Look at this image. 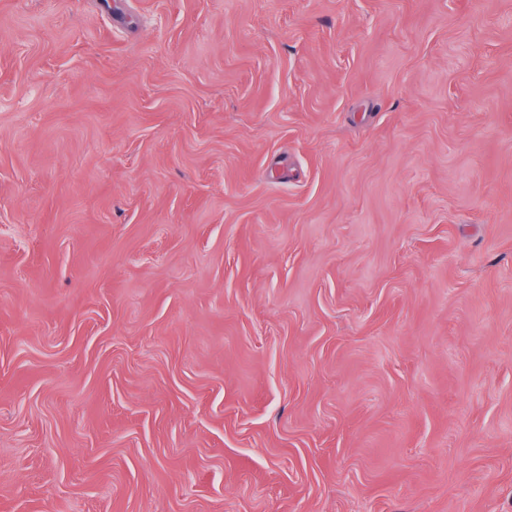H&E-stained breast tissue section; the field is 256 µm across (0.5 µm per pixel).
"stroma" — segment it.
<instances>
[{"label":"stroma","mask_w":512,"mask_h":512,"mask_svg":"<svg viewBox=\"0 0 512 512\" xmlns=\"http://www.w3.org/2000/svg\"><path fill=\"white\" fill-rule=\"evenodd\" d=\"M0 512H512V0H0Z\"/></svg>","instance_id":"obj_1"}]
</instances>
